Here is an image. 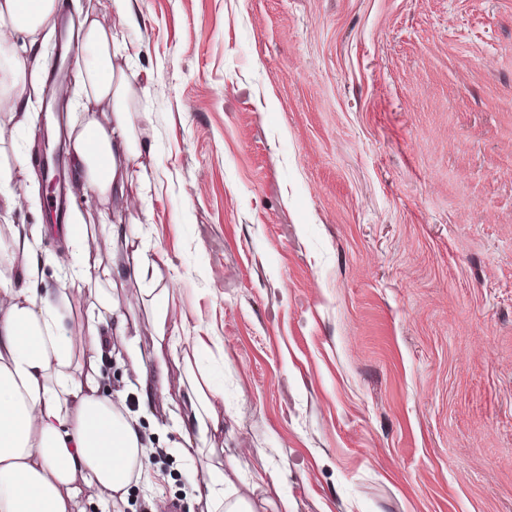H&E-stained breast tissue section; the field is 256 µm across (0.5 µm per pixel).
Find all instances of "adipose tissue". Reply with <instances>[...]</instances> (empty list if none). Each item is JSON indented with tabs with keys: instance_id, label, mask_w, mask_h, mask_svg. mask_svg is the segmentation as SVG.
<instances>
[{
	"instance_id": "adipose-tissue-1",
	"label": "adipose tissue",
	"mask_w": 512,
	"mask_h": 512,
	"mask_svg": "<svg viewBox=\"0 0 512 512\" xmlns=\"http://www.w3.org/2000/svg\"><path fill=\"white\" fill-rule=\"evenodd\" d=\"M61 0H0V130L24 126L31 96L44 66L43 44L55 28ZM82 60L79 120H65L73 164L72 186L97 197V215L108 241V259L94 256L87 219L71 202L63 228L66 240L82 245L72 282L97 289L95 312L75 322L68 289L43 288V276L27 233L15 228L11 260L0 269V512H120L131 485L154 487L145 460L150 442L138 417L129 414L126 393L104 384L102 356L112 336L122 337L123 354L135 374L131 390L141 408L167 393L164 354L176 339L167 289L161 288L164 253L143 256L136 248L141 208L130 187L148 188L153 169L134 133L133 73L116 49V30L98 16L81 23ZM123 278L140 282L128 306L150 304L155 340L144 351L127 338V323L108 289ZM206 344L182 352L173 403V433L182 448L209 456L206 478L186 474L190 494L205 512H266L271 501L256 497L267 472L243 477L234 460H219L210 438L224 431L221 395L198 360ZM119 449L118 460L104 458Z\"/></svg>"
}]
</instances>
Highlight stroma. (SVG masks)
Masks as SVG:
<instances>
[{
	"instance_id": "obj_1",
	"label": "stroma",
	"mask_w": 512,
	"mask_h": 512,
	"mask_svg": "<svg viewBox=\"0 0 512 512\" xmlns=\"http://www.w3.org/2000/svg\"><path fill=\"white\" fill-rule=\"evenodd\" d=\"M154 180L140 236L224 396L225 456L290 512H512V0H130ZM0 132V227L45 223ZM140 422L152 503L199 455Z\"/></svg>"
}]
</instances>
